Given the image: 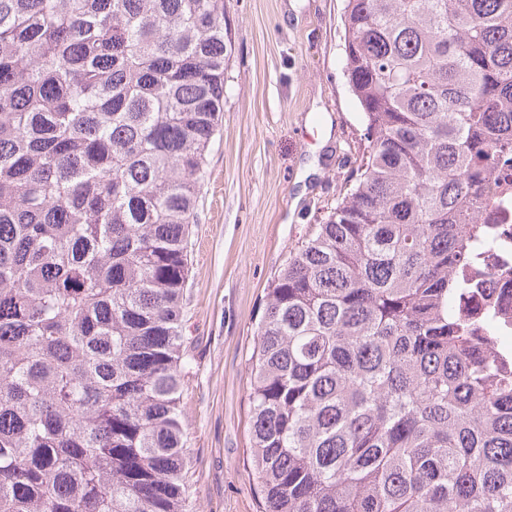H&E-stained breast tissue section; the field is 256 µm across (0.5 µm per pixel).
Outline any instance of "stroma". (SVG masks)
<instances>
[{
    "instance_id": "1",
    "label": "stroma",
    "mask_w": 512,
    "mask_h": 512,
    "mask_svg": "<svg viewBox=\"0 0 512 512\" xmlns=\"http://www.w3.org/2000/svg\"><path fill=\"white\" fill-rule=\"evenodd\" d=\"M345 0H224L234 41L224 112L190 240L181 410L194 512H260L251 357L265 296L335 207L362 152L344 75ZM318 171L307 182L305 165Z\"/></svg>"
}]
</instances>
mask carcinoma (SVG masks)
Returning a JSON list of instances; mask_svg holds the SVG:
<instances>
[{"mask_svg":"<svg viewBox=\"0 0 512 512\" xmlns=\"http://www.w3.org/2000/svg\"><path fill=\"white\" fill-rule=\"evenodd\" d=\"M358 177L270 289L262 512H512V371L458 312L512 157V0H347ZM224 0H0V512H192L188 238Z\"/></svg>","mask_w":512,"mask_h":512,"instance_id":"carcinoma-1","label":"carcinoma"}]
</instances>
